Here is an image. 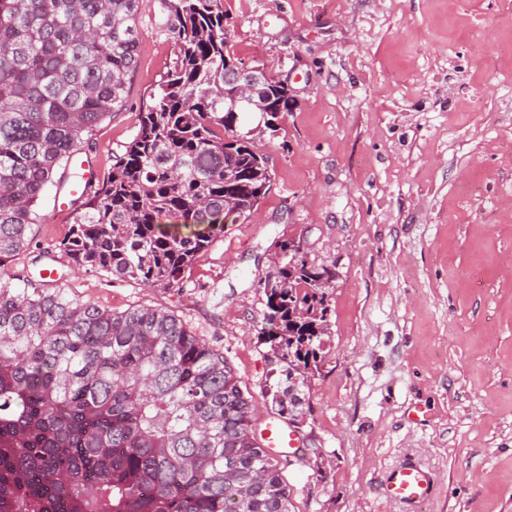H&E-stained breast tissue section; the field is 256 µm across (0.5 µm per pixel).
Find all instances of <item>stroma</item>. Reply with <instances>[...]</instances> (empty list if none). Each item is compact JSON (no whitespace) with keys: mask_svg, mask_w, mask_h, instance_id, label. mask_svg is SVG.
<instances>
[{"mask_svg":"<svg viewBox=\"0 0 512 512\" xmlns=\"http://www.w3.org/2000/svg\"><path fill=\"white\" fill-rule=\"evenodd\" d=\"M162 0L125 100L80 153L106 181L179 46ZM235 56L285 85L276 133L256 135L274 181L249 218L217 231L181 287L71 269L73 222L48 187L32 248L8 271L41 286L51 252L70 294L181 317L223 353L258 421L277 366L259 332L280 245L334 272L331 347L309 381L289 455L290 512H406L397 466L437 486L414 512H512V0H224Z\"/></svg>","mask_w":512,"mask_h":512,"instance_id":"stroma-1","label":"stroma"}]
</instances>
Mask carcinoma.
<instances>
[{"label": "carcinoma", "instance_id": "carcinoma-1", "mask_svg": "<svg viewBox=\"0 0 512 512\" xmlns=\"http://www.w3.org/2000/svg\"><path fill=\"white\" fill-rule=\"evenodd\" d=\"M138 0H0V512H290L282 461L224 360L162 308L114 312L63 288H20L48 186L125 98ZM174 68L58 248L77 267L178 288L217 229L272 186L239 113L264 127L288 90L239 77L222 0H174ZM264 281L268 395L286 420L330 341L332 274L288 255Z\"/></svg>", "mask_w": 512, "mask_h": 512}]
</instances>
